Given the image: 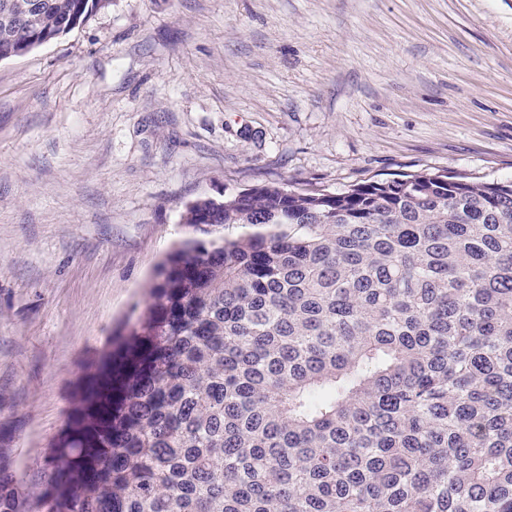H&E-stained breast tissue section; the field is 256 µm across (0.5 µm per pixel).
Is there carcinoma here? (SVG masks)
<instances>
[{"mask_svg":"<svg viewBox=\"0 0 512 512\" xmlns=\"http://www.w3.org/2000/svg\"><path fill=\"white\" fill-rule=\"evenodd\" d=\"M35 2L0 0L1 60L112 0ZM180 221L0 512H512V180L268 183Z\"/></svg>","mask_w":512,"mask_h":512,"instance_id":"obj_1","label":"carcinoma"}]
</instances>
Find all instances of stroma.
Listing matches in <instances>:
<instances>
[{"label": "stroma", "mask_w": 512, "mask_h": 512, "mask_svg": "<svg viewBox=\"0 0 512 512\" xmlns=\"http://www.w3.org/2000/svg\"><path fill=\"white\" fill-rule=\"evenodd\" d=\"M512 179V0H112L0 60V470L26 485L185 203Z\"/></svg>", "instance_id": "stroma-1"}]
</instances>
